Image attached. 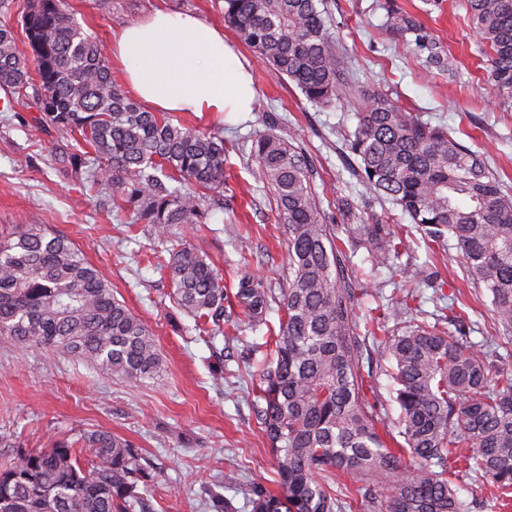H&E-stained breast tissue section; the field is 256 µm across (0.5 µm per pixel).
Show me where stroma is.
Listing matches in <instances>:
<instances>
[{"label":"stroma","mask_w":512,"mask_h":512,"mask_svg":"<svg viewBox=\"0 0 512 512\" xmlns=\"http://www.w3.org/2000/svg\"><path fill=\"white\" fill-rule=\"evenodd\" d=\"M409 12L440 39L448 70L422 68L399 36L386 32L385 2ZM336 50L361 84L382 86L404 106L432 123L452 129L464 144L486 158L512 188V112L500 109L482 83L488 58L460 0H322ZM76 19L110 51L114 28L152 9L192 12L223 26V0H70ZM255 90L253 111L224 123V194L210 204L204 224H176L175 239L212 262L227 288L251 272L276 284L287 266V235L276 221L273 196L250 173L255 140L279 127L294 130L313 166V184L331 223H345L343 202L364 216L387 218L397 229L406 218L391 203L366 193L353 175L355 159L342 146L357 120L346 105L322 109L290 82L277 80L239 42ZM27 104L0 111V235L30 224L66 235L111 284L114 295L153 333L161 358L158 376L132 382L106 374L68 354L42 346H20L0 337V463L16 449L51 447L82 430H105L131 441L141 464L157 474L144 497L153 512H253L255 487L279 492L275 460L252 405L261 382L262 335L245 331L237 318L223 321L218 337L206 343L193 318L180 312L164 274L154 267L161 245L150 225L133 224L100 211L83 189L81 173L55 163L57 138L31 131ZM404 270L375 267L365 249L350 256L361 267L365 295L356 309L364 316L376 300L393 305L397 291L414 288L426 311L444 314L446 303L464 307L470 342L512 365V345L493 329L490 299L467 282L455 247L409 241ZM432 277L420 282L417 266ZM362 374L373 392L368 399L382 414L398 418L393 361L382 342L361 345ZM236 480L228 484L226 473Z\"/></svg>","instance_id":"stroma-1"}]
</instances>
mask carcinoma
Returning a JSON list of instances; mask_svg holds the SVG:
<instances>
[{
  "instance_id": "cac0c4a2",
  "label": "carcinoma",
  "mask_w": 512,
  "mask_h": 512,
  "mask_svg": "<svg viewBox=\"0 0 512 512\" xmlns=\"http://www.w3.org/2000/svg\"><path fill=\"white\" fill-rule=\"evenodd\" d=\"M318 0H224V23L277 78L323 108L355 111L343 138L354 174L385 198L424 239L460 249L467 278L487 291L498 339L512 344V191L480 155L376 87L349 74ZM482 49L486 84L512 109V0H463ZM386 29L430 67L448 70L440 41L405 11L387 8ZM20 53L17 34L0 24V90L32 101L30 127L53 130L67 145L58 161L84 171L83 188L100 203L151 224L168 244L174 224H205V192L224 188V135L200 134L145 110L112 79L99 44L74 18L68 0H29ZM291 130L255 140V180L271 190L288 233V276L280 293L254 274L233 295L194 248L176 243L156 256L175 304L195 320L220 325L234 299L253 333L269 328L271 304L284 316L270 334L269 357L253 400L274 455L281 492L259 488L253 512H343L334 477L353 478L379 512H465L456 468L512 503V367L468 341L464 312L449 306L448 326L414 294L397 289L395 329L384 345L394 360L400 414L392 424L363 391L354 308L356 271L346 265L339 226L310 178V161ZM375 266L397 267L404 241L384 225L348 224ZM0 336L71 354L132 381L161 368L152 332L112 293L98 269L63 234L39 224L0 238ZM403 438L390 447L386 439ZM410 463L402 464V453ZM142 478L138 452L104 430L85 431L38 451L18 449L0 467V512H136Z\"/></svg>"
}]
</instances>
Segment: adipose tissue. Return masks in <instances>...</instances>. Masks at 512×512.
Segmentation results:
<instances>
[{"mask_svg":"<svg viewBox=\"0 0 512 512\" xmlns=\"http://www.w3.org/2000/svg\"><path fill=\"white\" fill-rule=\"evenodd\" d=\"M111 55L127 94L150 111L222 122L252 109L248 62L198 15L154 10L113 31Z\"/></svg>","mask_w":512,"mask_h":512,"instance_id":"1","label":"adipose tissue"}]
</instances>
